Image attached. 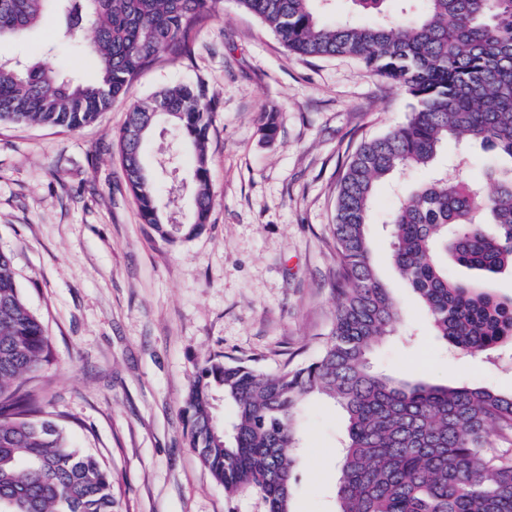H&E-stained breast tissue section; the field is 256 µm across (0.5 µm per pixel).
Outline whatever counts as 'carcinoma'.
<instances>
[{"instance_id": "cac0c4a2", "label": "carcinoma", "mask_w": 512, "mask_h": 512, "mask_svg": "<svg viewBox=\"0 0 512 512\" xmlns=\"http://www.w3.org/2000/svg\"><path fill=\"white\" fill-rule=\"evenodd\" d=\"M215 0H0V38L59 19L56 42L80 48L96 77L82 82L45 62L0 60V123L78 130L112 106L161 52L192 53ZM330 0H236L290 51L354 56L411 98L405 124L362 142L339 180L332 239L336 316L313 360L275 375L242 361L207 358L184 399L190 447L225 494L255 490L268 512H292L299 420L313 394L347 419L337 512H512V393L484 385L440 386L374 371L368 355L403 322L379 279L368 236L377 185L416 170L432 177L404 198L390 224L392 258L419 297L432 334L471 359L512 343V297L489 287L512 270V167L483 181L437 169L444 146L478 143L512 163V0H352L353 15L327 24ZM94 29L90 41L82 38ZM194 150V223L213 207L207 143L216 101L203 82L168 88L129 108L117 148L143 223L169 235L142 143L129 130L156 122L158 101ZM53 353L0 253V512H113L112 477L70 446L45 411L32 375ZM232 409L213 426L215 401Z\"/></svg>"}]
</instances>
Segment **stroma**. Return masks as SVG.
I'll return each instance as SVG.
<instances>
[{
    "instance_id": "obj_1",
    "label": "stroma",
    "mask_w": 512,
    "mask_h": 512,
    "mask_svg": "<svg viewBox=\"0 0 512 512\" xmlns=\"http://www.w3.org/2000/svg\"><path fill=\"white\" fill-rule=\"evenodd\" d=\"M58 23L45 15L0 58L46 57L82 79V54L43 47ZM204 82L217 101L208 150L214 198L190 233L191 146L156 124L144 161L159 189L165 240L142 223L116 147L130 103ZM411 100L350 57L285 49L235 0H218L191 57L161 58L96 121L76 131L0 125V252L39 315L53 360L35 383L73 445L112 473L115 512H266L262 496H227L189 446L183 396L205 358L241 359L265 374L319 354L334 322L332 248L336 188L361 142L405 123ZM277 115L267 138L262 117ZM400 189L380 183L369 236L376 270L403 307L399 334L369 355L374 369L436 385L462 382L512 392V346L470 363L437 341L391 260L387 220ZM306 450L294 472L293 512H336L344 415L308 399Z\"/></svg>"
}]
</instances>
